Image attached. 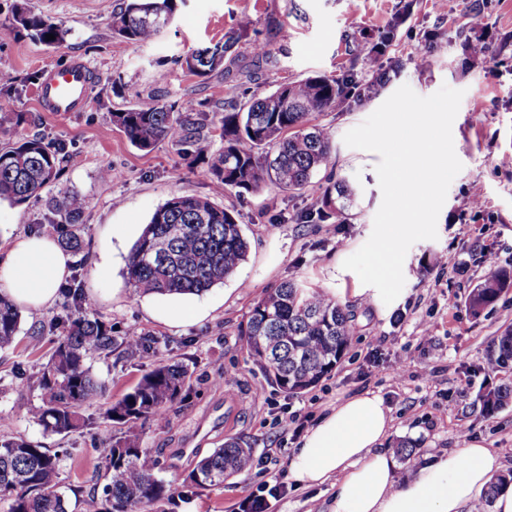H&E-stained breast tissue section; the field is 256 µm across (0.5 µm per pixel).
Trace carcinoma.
<instances>
[{
	"label": "carcinoma",
	"mask_w": 512,
	"mask_h": 512,
	"mask_svg": "<svg viewBox=\"0 0 512 512\" xmlns=\"http://www.w3.org/2000/svg\"><path fill=\"white\" fill-rule=\"evenodd\" d=\"M175 10L176 0H122L112 14V32L133 43H147L168 24ZM22 31L47 47L61 44L67 35L23 3L16 5L12 22L0 26V43H18ZM48 34L55 39H47ZM235 41L230 35L222 44L195 50L184 58L183 66L192 75L206 77L224 66ZM389 81L390 70L381 67L355 93L351 73L336 78L310 76L246 102L239 101L231 88L218 127L224 151L217 155L200 151L208 138L198 132L195 106L189 101L177 110L155 99L114 112L112 120L140 150L168 141L208 159L218 195H241L267 183L282 191H301L331 159V134L316 117L352 101L359 104L376 97ZM65 153L64 145L37 136L0 147V202L21 204L39 196L58 179ZM356 205V188L345 178L330 179L316 206L298 213L295 221L344 224ZM52 210L64 219L56 225L60 246L82 253L83 197L68 193L52 201ZM248 249L234 211L208 198L176 195L151 215L126 258L124 275L140 295H199L231 276L245 261ZM510 286L511 271L490 272L471 290L470 312L480 315ZM62 297L63 314L58 322L41 328L40 334L61 324L64 337L54 343L35 377L16 367L19 383H33L40 391L41 404L33 421L44 431L63 437L84 428L80 409L94 405L108 391L107 383L92 372L91 359L107 360L118 348L153 359L152 369L104 413L96 448L103 470L89 495L93 499L103 495V508L96 512H138L143 504L174 503L179 486L158 478L159 460L151 449L142 447L137 428L147 420L161 419L170 405L182 401L191 379L189 366L159 359V340L148 332L114 335L112 326L89 316L94 303L79 286L63 288ZM351 318L347 307L334 298L288 279L254 301L244 333L245 347L272 383L298 395L317 386L345 354L351 344ZM20 321L21 311L0 295V351L14 346ZM490 360L496 369L512 367V330L496 338ZM511 398V385L493 388L483 396V407L494 412ZM252 457V449L235 439L227 440L195 463L183 486L222 485L246 472ZM58 475L59 452L22 437L0 439V502L9 503L8 512H68ZM510 483L512 473L491 481L481 501L482 512H489L495 495Z\"/></svg>",
	"instance_id": "carcinoma-1"
}]
</instances>
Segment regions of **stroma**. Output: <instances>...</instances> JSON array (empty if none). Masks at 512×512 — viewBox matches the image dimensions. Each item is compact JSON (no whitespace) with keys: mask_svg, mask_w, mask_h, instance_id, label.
I'll list each match as a JSON object with an SVG mask.
<instances>
[{"mask_svg":"<svg viewBox=\"0 0 512 512\" xmlns=\"http://www.w3.org/2000/svg\"><path fill=\"white\" fill-rule=\"evenodd\" d=\"M118 2L27 0L34 13L67 30L65 42L51 48L28 38L21 51L0 45V109L22 116L0 133V144L43 136L67 148L58 180L39 197L21 205L0 202V245L34 229L54 236L60 218L52 198L84 196L88 260L72 263L70 271L93 298V316L122 334L153 333L160 340L159 358L185 362L194 372L186 398L171 405L161 422L140 430L143 445L160 462L159 477L187 475L229 438L252 449L253 466L246 473L220 486L191 489L167 509L147 504L141 512H242L273 474L280 489L267 496L265 512H329L332 483L296 482L290 461L302 436L323 416L366 392L380 396L389 411L386 447L400 440L415 445L411 457L399 462L396 484L475 440L498 455L503 471H512V402L490 413L479 400L482 391L512 384L511 368H488L494 340L512 327V288L481 315L467 306L473 286L492 267L512 269V0H179L172 22L142 45L113 34ZM477 12L483 16L479 28L470 24ZM397 16L403 22L378 59L355 52L360 34L378 37ZM243 22L248 29L233 49L236 68L204 78L184 70L187 54L221 41ZM434 29L444 38L432 47L428 35ZM468 41L483 43L485 55L465 59ZM74 57L93 74L84 110L62 116L42 111L36 95L40 77ZM381 65L391 70L389 95L404 84L421 96L444 85L464 92L452 126L463 168L448 189L437 239L411 246L404 287L389 304L343 267L368 240L382 202L375 171L379 155L348 147L343 137L381 98L320 115L332 135V159L299 194L265 185L240 196H215L206 160L168 142L137 149L112 122L116 110L160 97L176 104L193 100L211 128L222 115L228 88L247 100L311 75L348 71L362 85ZM107 168L120 171V178L103 180ZM331 177L349 179L359 192L348 222L295 223L294 215L316 203ZM182 194L211 196L237 212L250 242L236 272L197 295V303L212 307L197 322L175 321L171 296L136 295L123 276L126 257L153 212ZM489 253L495 264L486 263ZM291 278L335 298L353 315L345 356L316 387L296 396L280 391L253 364L242 336L254 300ZM59 313L56 303L23 312L15 348L0 354V436L60 450L59 488L70 512H94L86 494L100 466L94 428L65 438L45 433L28 413L39 405V391L19 386L15 377L16 365L32 373L48 360L51 339H36L32 331ZM399 358L407 361L401 372L393 368ZM92 367L109 391L105 402L82 413L98 420L106 401L130 391L151 362L124 355L93 361Z\"/></svg>","mask_w":512,"mask_h":512,"instance_id":"1","label":"stroma"}]
</instances>
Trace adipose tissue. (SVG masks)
Returning <instances> with one entry per match:
<instances>
[{"instance_id": "1", "label": "adipose tissue", "mask_w": 512, "mask_h": 512, "mask_svg": "<svg viewBox=\"0 0 512 512\" xmlns=\"http://www.w3.org/2000/svg\"><path fill=\"white\" fill-rule=\"evenodd\" d=\"M68 261L54 239L23 237L0 260V280L14 303L38 312L55 301ZM390 429L391 418L379 396L351 397L306 432L290 473L307 484L334 481L330 512H471L500 466L490 449L473 443L436 458L395 486L398 462L381 448Z\"/></svg>"}]
</instances>
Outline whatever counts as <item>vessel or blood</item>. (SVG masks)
<instances>
[{"instance_id": "vessel-or-blood-1", "label": "vessel or blood", "mask_w": 512, "mask_h": 512, "mask_svg": "<svg viewBox=\"0 0 512 512\" xmlns=\"http://www.w3.org/2000/svg\"><path fill=\"white\" fill-rule=\"evenodd\" d=\"M89 82L90 69L79 58L49 70L39 90L38 99L42 110L59 114L82 111Z\"/></svg>"}]
</instances>
